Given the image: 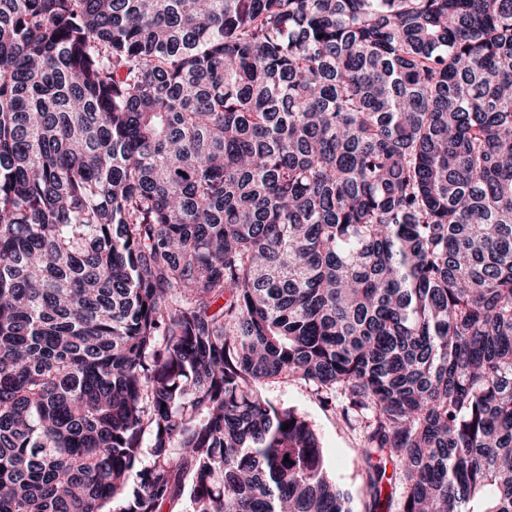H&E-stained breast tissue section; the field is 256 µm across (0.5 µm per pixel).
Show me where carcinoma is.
Returning a JSON list of instances; mask_svg holds the SVG:
<instances>
[{"label":"carcinoma","instance_id":"1","mask_svg":"<svg viewBox=\"0 0 512 512\" xmlns=\"http://www.w3.org/2000/svg\"><path fill=\"white\" fill-rule=\"evenodd\" d=\"M280 376L512 512V0H0V512H355Z\"/></svg>","mask_w":512,"mask_h":512}]
</instances>
